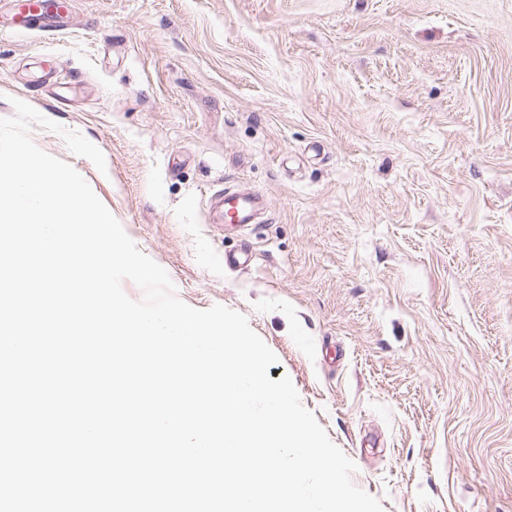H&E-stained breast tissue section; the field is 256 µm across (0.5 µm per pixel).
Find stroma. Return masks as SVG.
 Segmentation results:
<instances>
[{
	"mask_svg": "<svg viewBox=\"0 0 512 512\" xmlns=\"http://www.w3.org/2000/svg\"><path fill=\"white\" fill-rule=\"evenodd\" d=\"M0 15V118L189 306L246 316L384 512H512V0H72ZM272 221L214 224L224 185ZM250 265H224L229 250ZM15 4L19 18L18 29L12 30L15 34L26 31L50 32L58 30L62 25L60 17L69 14L72 7L70 0H17Z\"/></svg>",
	"mask_w": 512,
	"mask_h": 512,
	"instance_id": "stroma-1",
	"label": "stroma"
}]
</instances>
